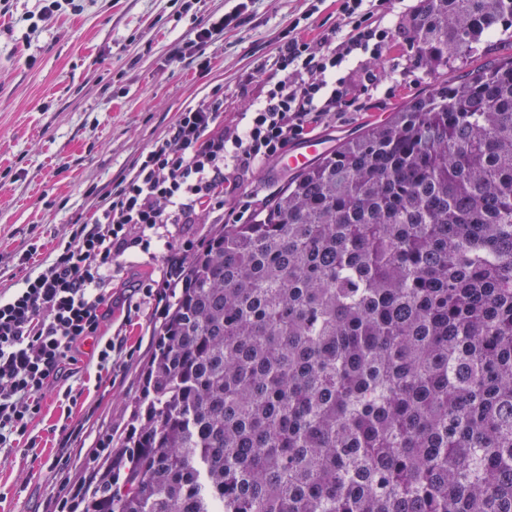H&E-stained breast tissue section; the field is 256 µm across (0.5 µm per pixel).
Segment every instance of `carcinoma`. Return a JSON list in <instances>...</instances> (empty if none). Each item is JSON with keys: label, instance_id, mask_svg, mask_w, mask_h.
Instances as JSON below:
<instances>
[{"label": "carcinoma", "instance_id": "obj_1", "mask_svg": "<svg viewBox=\"0 0 512 512\" xmlns=\"http://www.w3.org/2000/svg\"><path fill=\"white\" fill-rule=\"evenodd\" d=\"M512 0H420L436 73ZM84 512H512V55L412 96L186 262Z\"/></svg>", "mask_w": 512, "mask_h": 512}]
</instances>
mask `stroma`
Listing matches in <instances>:
<instances>
[{"mask_svg":"<svg viewBox=\"0 0 512 512\" xmlns=\"http://www.w3.org/2000/svg\"><path fill=\"white\" fill-rule=\"evenodd\" d=\"M240 25L226 27L202 48L197 27L219 21L239 2ZM45 0H0V293L18 288L19 256L30 244L42 256L65 244L73 225L92 223L104 198L141 152L162 137L187 107L223 100L225 126L238 123L248 102L264 95L267 75L289 24L306 18L300 34L318 44L340 22L336 0H70L43 18ZM414 50L394 38L386 68L362 108L314 124L310 135L333 150L369 122H382L407 96L458 80L485 62L484 51L441 73L410 67ZM289 171L263 163L200 205L195 224H160L149 249L116 257L103 287L108 315L101 336L121 352L112 371H98L92 342L75 352L65 381L70 397L46 393L32 422L37 448L0 447V512H46L67 484H85L107 457L97 445L111 438L120 450L135 424L143 373L164 316L154 294L166 261L198 251L215 225L249 222L262 199L278 192ZM82 437L67 442L62 422ZM67 457H59L60 447Z\"/></svg>","mask_w":512,"mask_h":512,"instance_id":"stroma-1","label":"stroma"}]
</instances>
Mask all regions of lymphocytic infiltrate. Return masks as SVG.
I'll list each match as a JSON object with an SVG mask.
<instances>
[{
  "label": "lymphocytic infiltrate",
  "mask_w": 512,
  "mask_h": 512,
  "mask_svg": "<svg viewBox=\"0 0 512 512\" xmlns=\"http://www.w3.org/2000/svg\"><path fill=\"white\" fill-rule=\"evenodd\" d=\"M339 12L343 26L316 47L289 26L278 76L262 100L249 104L241 126L220 129L219 100L181 112L113 188L95 222L77 225L42 270L0 296L1 447L20 440L35 447L31 423L43 395L105 317L102 283L113 259L148 247L156 225L194 223L203 200L219 194L230 176L281 157L311 124L335 116L351 60L380 63L394 35L407 33L403 24H384L386 0H339Z\"/></svg>",
  "instance_id": "lymphocytic-infiltrate-1"
}]
</instances>
